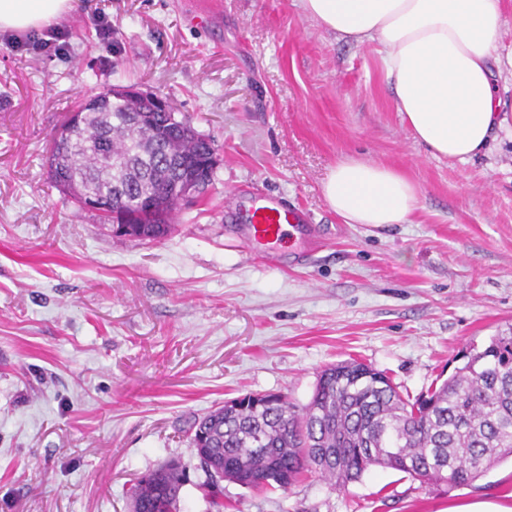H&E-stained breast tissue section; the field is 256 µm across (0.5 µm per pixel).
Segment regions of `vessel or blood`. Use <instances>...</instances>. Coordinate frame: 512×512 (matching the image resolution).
<instances>
[{
	"label": "vessel or blood",
	"instance_id": "vessel-or-blood-1",
	"mask_svg": "<svg viewBox=\"0 0 512 512\" xmlns=\"http://www.w3.org/2000/svg\"><path fill=\"white\" fill-rule=\"evenodd\" d=\"M247 221L255 245L267 247L298 233L310 218L302 209L285 207L274 197L257 196L250 201Z\"/></svg>",
	"mask_w": 512,
	"mask_h": 512
}]
</instances>
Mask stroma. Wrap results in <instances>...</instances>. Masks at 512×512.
<instances>
[{"instance_id": "1", "label": "stroma", "mask_w": 512, "mask_h": 512, "mask_svg": "<svg viewBox=\"0 0 512 512\" xmlns=\"http://www.w3.org/2000/svg\"><path fill=\"white\" fill-rule=\"evenodd\" d=\"M72 0L62 52L0 34V512H131L138 479L186 470L188 512H219L186 435L247 393L306 405L321 370L356 359L418 396L512 326V0L491 59L503 123L468 162L432 156L394 105L379 46H357L299 0ZM109 25L102 35L101 25ZM136 85L217 151L204 198L165 239L117 238L51 183L53 133L79 95ZM418 189L406 224H348L321 184L342 159ZM303 207L315 239L266 260L232 188ZM512 491V459L448 488L374 467L334 488L224 483L220 512H446Z\"/></svg>"}]
</instances>
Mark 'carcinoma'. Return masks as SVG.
<instances>
[{
	"mask_svg": "<svg viewBox=\"0 0 512 512\" xmlns=\"http://www.w3.org/2000/svg\"><path fill=\"white\" fill-rule=\"evenodd\" d=\"M138 110L152 113L153 126L137 122ZM76 111L83 123L53 140L54 184L75 204L90 197L108 204L102 223L134 213L140 240L166 238L179 206L174 185L210 154L212 140L175 134L172 110L148 99L136 109L102 92ZM464 359L415 399L351 359L325 367L301 408L281 393L217 408L190 427L199 466L259 491L286 490L309 472L341 489L373 466L467 486L512 458V327ZM182 486L183 472L167 465L147 473L133 491V512H182Z\"/></svg>",
	"mask_w": 512,
	"mask_h": 512,
	"instance_id": "obj_1",
	"label": "carcinoma"
}]
</instances>
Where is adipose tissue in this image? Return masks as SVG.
Here are the masks:
<instances>
[{
    "instance_id": "1",
    "label": "adipose tissue",
    "mask_w": 512,
    "mask_h": 512,
    "mask_svg": "<svg viewBox=\"0 0 512 512\" xmlns=\"http://www.w3.org/2000/svg\"><path fill=\"white\" fill-rule=\"evenodd\" d=\"M327 31L378 42L397 112L431 155L458 162L483 152L502 123L492 81L501 0H300ZM71 0H0V31L50 25ZM328 205L350 224H405L415 185L371 161H339L322 183Z\"/></svg>"
}]
</instances>
